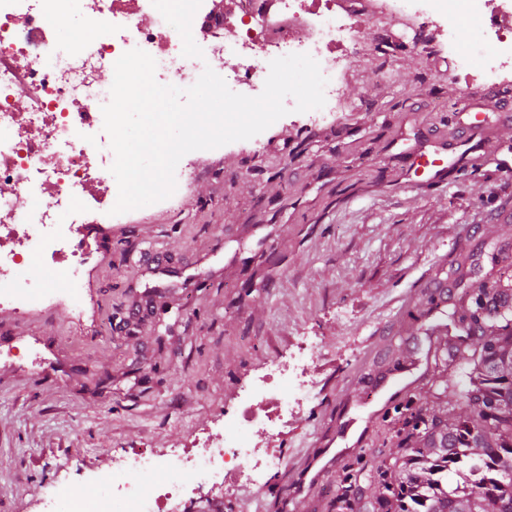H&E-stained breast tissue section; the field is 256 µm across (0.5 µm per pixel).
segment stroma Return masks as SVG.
I'll list each match as a JSON object with an SVG mask.
<instances>
[{
    "label": "stroma",
    "mask_w": 512,
    "mask_h": 512,
    "mask_svg": "<svg viewBox=\"0 0 512 512\" xmlns=\"http://www.w3.org/2000/svg\"><path fill=\"white\" fill-rule=\"evenodd\" d=\"M341 83L336 119L291 112L258 140L192 158L169 201L99 230L85 266L81 316L70 306L0 310V512H38L54 484L97 493L121 449L168 451L224 430V413L301 337L315 340V396L275 441L279 471L252 495L222 493L223 512H337L341 494L368 500L391 463L406 402L429 406L440 373L465 384L471 340L448 298L419 328L421 296L451 266L512 267V179L495 166L450 168L427 193L403 189L406 147L453 138L480 115L473 140L512 156V81L496 91L449 76L448 45L418 20L368 0ZM466 109H459L460 99ZM419 362L417 391L382 410L370 379ZM382 410L354 456L333 463L337 430ZM319 458L328 470L312 480Z\"/></svg>",
    "instance_id": "obj_1"
}]
</instances>
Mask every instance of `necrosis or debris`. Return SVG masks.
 I'll return each mask as SVG.
<instances>
[{
	"label": "necrosis or debris",
	"mask_w": 512,
	"mask_h": 512,
	"mask_svg": "<svg viewBox=\"0 0 512 512\" xmlns=\"http://www.w3.org/2000/svg\"><path fill=\"white\" fill-rule=\"evenodd\" d=\"M490 22L489 46L480 70L472 50L457 37L451 6ZM395 17H414L439 28L448 40L456 75H478L488 88L512 75V0H388ZM364 0H242L238 11L206 13L203 0H0V307L24 314L35 307L76 303L82 270L91 256L89 237L112 214L117 183L110 173L114 154L103 130L102 107L110 87L104 68L138 48L156 62L155 77L192 86L205 68L221 71L226 58L238 64L224 80L230 90L259 95L264 80L248 66L292 53L314 58L327 78L323 114L333 115L341 78L360 39ZM94 23L96 40L78 42L75 26ZM307 30L294 37L288 26ZM194 28L207 59H189L186 28ZM28 109L16 111L18 99ZM52 204H43L45 193ZM67 262L71 286L57 292L29 277L31 257ZM312 355L302 341L291 360L273 361L237 407L224 414L221 438L162 455L138 449L115 457L105 489L91 496L78 488L43 492L40 512H194L187 488L205 485L216 466L243 490L263 484L281 458L269 439L285 425L288 409L309 395ZM154 477L151 489L141 479Z\"/></svg>",
	"instance_id": "1"
}]
</instances>
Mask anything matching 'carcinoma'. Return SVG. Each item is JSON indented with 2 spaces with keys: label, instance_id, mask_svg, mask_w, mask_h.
Listing matches in <instances>:
<instances>
[{
  "label": "carcinoma",
  "instance_id": "cac0c4a2",
  "mask_svg": "<svg viewBox=\"0 0 512 512\" xmlns=\"http://www.w3.org/2000/svg\"><path fill=\"white\" fill-rule=\"evenodd\" d=\"M454 283L474 339L468 383L437 385L410 413L366 512H512V276L470 286L459 268Z\"/></svg>",
  "mask_w": 512,
  "mask_h": 512
}]
</instances>
